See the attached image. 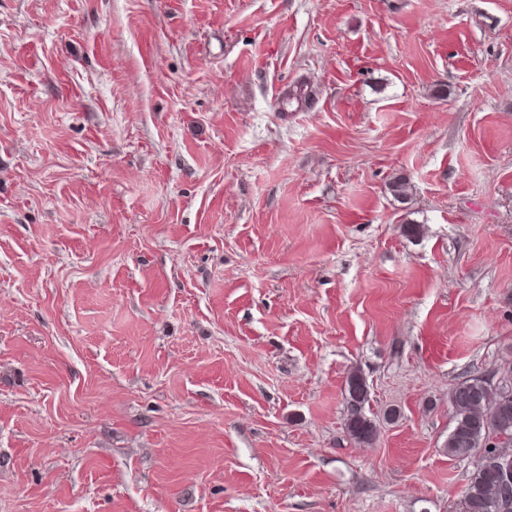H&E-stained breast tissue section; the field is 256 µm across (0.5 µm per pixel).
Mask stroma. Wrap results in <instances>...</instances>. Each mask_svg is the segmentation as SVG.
Listing matches in <instances>:
<instances>
[{"label":"stroma","instance_id":"1","mask_svg":"<svg viewBox=\"0 0 512 512\" xmlns=\"http://www.w3.org/2000/svg\"><path fill=\"white\" fill-rule=\"evenodd\" d=\"M508 362L512 0H0V512H460ZM346 431L357 443L373 444L377 438L379 425L375 419L366 414V404L369 402V386L366 379L356 371L352 372L347 381Z\"/></svg>","mask_w":512,"mask_h":512}]
</instances>
